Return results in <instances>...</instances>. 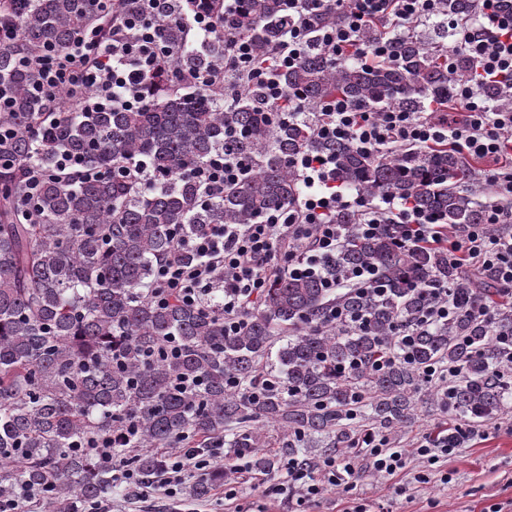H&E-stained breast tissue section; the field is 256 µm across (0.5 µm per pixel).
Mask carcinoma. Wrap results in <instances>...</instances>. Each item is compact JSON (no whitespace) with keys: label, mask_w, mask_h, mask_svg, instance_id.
Returning a JSON list of instances; mask_svg holds the SVG:
<instances>
[{"label":"carcinoma","mask_w":512,"mask_h":512,"mask_svg":"<svg viewBox=\"0 0 512 512\" xmlns=\"http://www.w3.org/2000/svg\"><path fill=\"white\" fill-rule=\"evenodd\" d=\"M216 31L194 46L181 25L165 22L171 55L162 70L126 92L128 106L87 108L102 88L58 94L55 120L32 135L30 123L46 111L34 87L33 62L47 47L65 51L81 32H103L112 5L95 0H24L8 16L17 38L0 47V90L13 111L0 124L16 129L0 149V493L37 489L55 512H85L112 497V469L75 443L113 436L112 456L145 477L163 467V450L179 442L206 449L224 442V466L247 454L251 468L270 471L275 458L259 428L288 433V456L315 463V448H349L366 433L381 437L412 427L418 410L449 420L448 445L460 447L477 427L512 407V302L493 274L448 263V252L398 249L390 232L348 237L325 265L341 280L355 266L376 271L383 285L330 294L320 279L281 274L244 314L238 333L224 317L175 297L160 305L151 294L158 263L184 264L174 233L187 237L209 224H255L300 193L292 158L306 152L336 158V182L368 200L395 197L445 224H481L488 206L467 189L475 164L446 147L368 154L348 142L316 137L315 120L288 117V98L259 104L246 85L218 81L194 92L174 80L189 69L224 68V0H207ZM470 0H440L439 14L463 20ZM282 0H243L238 30L259 57L288 28ZM382 30L364 28L360 48ZM472 69L464 57L448 69L445 55L410 33L390 41L385 59L363 65L310 50L277 75L285 91L299 89L314 112L334 98L421 111L446 101ZM233 97L224 111V95ZM229 152L245 173L207 197L199 168ZM98 172L80 180L56 170L63 156ZM46 173L28 194L26 168ZM144 163L153 184L125 177ZM454 313L426 325L423 316L442 299ZM493 304L490 317L474 310ZM340 307L349 320L329 318ZM412 342H401L403 335ZM176 337L177 358L145 355ZM449 371L451 385L430 381ZM181 378L203 385L188 389ZM214 477H197L188 491L208 495Z\"/></svg>","instance_id":"cac0c4a2"}]
</instances>
